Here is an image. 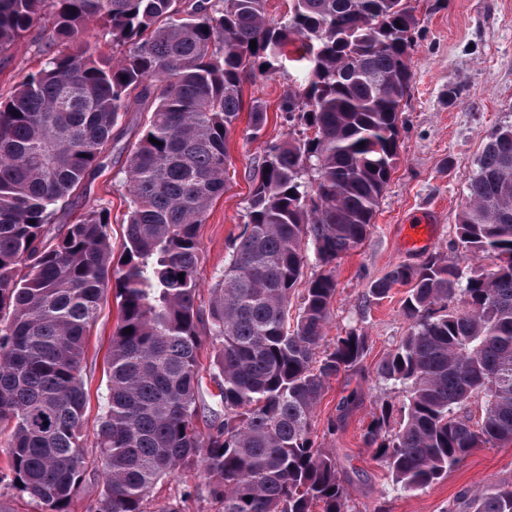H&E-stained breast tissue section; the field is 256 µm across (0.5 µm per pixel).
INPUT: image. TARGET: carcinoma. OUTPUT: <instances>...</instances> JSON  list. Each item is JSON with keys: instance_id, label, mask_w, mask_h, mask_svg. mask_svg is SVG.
I'll use <instances>...</instances> for the list:
<instances>
[{"instance_id": "obj_1", "label": "carcinoma", "mask_w": 512, "mask_h": 512, "mask_svg": "<svg viewBox=\"0 0 512 512\" xmlns=\"http://www.w3.org/2000/svg\"><path fill=\"white\" fill-rule=\"evenodd\" d=\"M266 2L0 0V53L51 22L41 67L0 96V447L10 482L45 512H71L89 467L81 364L112 283L120 319L95 512H145L154 486L195 464L221 512H350L336 456L313 438L326 383L368 351L355 326L327 338L333 264L370 235L394 168L418 21L409 0H289L272 23ZM90 23L92 41L82 38ZM295 42L304 83L280 112L300 136L267 147L243 230L204 300L198 229L229 180L243 81L275 72ZM144 107L116 258L104 203L58 231L54 220L104 167L122 114ZM455 248L485 265L466 272L429 254L369 288L381 300L408 286L407 333L377 367L404 386L402 423L382 435L387 404L363 434L405 491L476 448L512 441V123L487 139ZM311 256L324 270L306 280ZM204 336L217 344L222 379L212 405L200 391ZM467 500L473 512H512V484Z\"/></svg>"}]
</instances>
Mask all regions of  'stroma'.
Here are the masks:
<instances>
[{
  "label": "stroma",
  "instance_id": "obj_1",
  "mask_svg": "<svg viewBox=\"0 0 512 512\" xmlns=\"http://www.w3.org/2000/svg\"><path fill=\"white\" fill-rule=\"evenodd\" d=\"M419 25L412 58L410 94L403 107L405 129L400 135L398 160L380 200L371 234L336 267V296L332 303L330 334L360 327L368 352L359 369L330 379L315 413L317 442L334 453L347 480L353 512H454L462 494L512 483V442L475 449L461 464L428 488L406 492L393 486L384 464L363 442L371 420L386 403H399L397 388L376 374L381 358L400 341L409 326L402 313L404 286H395L387 298L367 300L369 286L398 263H416L427 254L450 261L455 224L467 200V185L490 132L512 122V0H411ZM49 23L32 27L12 48L0 53V94H8L18 78L39 69V52ZM302 74L284 62L271 76H249L243 82V108L227 141V164L232 174L223 196L213 201L199 228L203 288H211L216 273L244 225L258 165L270 142L287 139L289 129L280 117V103L296 88ZM261 102L266 119L259 134L251 132L253 102ZM147 119L145 112L125 113L112 146V159L83 194L59 213L57 225L78 221L86 202L98 200L111 210L113 248H120L129 204L121 181L129 145ZM437 214L433 238L421 250L401 247V224L418 215ZM119 320L115 291H108L99 316L87 336L82 377L87 392L83 443L96 456V431L107 394L110 341ZM358 404L344 424L328 431L336 406L350 393ZM190 498H183L184 489ZM179 505L182 512H220L208 494L202 468L195 467L153 488L147 512H164Z\"/></svg>",
  "mask_w": 512,
  "mask_h": 512
}]
</instances>
